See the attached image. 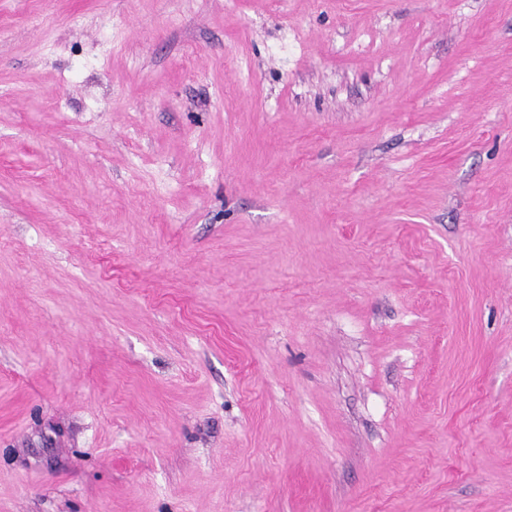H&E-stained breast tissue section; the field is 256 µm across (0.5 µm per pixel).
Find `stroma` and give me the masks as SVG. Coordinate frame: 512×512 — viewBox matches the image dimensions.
<instances>
[{
    "mask_svg": "<svg viewBox=\"0 0 512 512\" xmlns=\"http://www.w3.org/2000/svg\"><path fill=\"white\" fill-rule=\"evenodd\" d=\"M0 512H512V0H0Z\"/></svg>",
    "mask_w": 512,
    "mask_h": 512,
    "instance_id": "stroma-1",
    "label": "stroma"
}]
</instances>
